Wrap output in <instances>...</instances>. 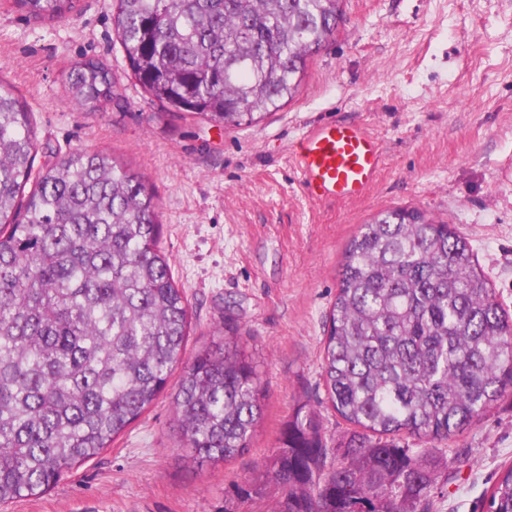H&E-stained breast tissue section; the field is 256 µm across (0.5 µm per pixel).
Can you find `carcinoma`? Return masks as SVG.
<instances>
[{
  "label": "carcinoma",
  "instance_id": "obj_1",
  "mask_svg": "<svg viewBox=\"0 0 512 512\" xmlns=\"http://www.w3.org/2000/svg\"><path fill=\"white\" fill-rule=\"evenodd\" d=\"M77 0H15L38 21ZM129 69L173 113L224 126L293 99L308 60L336 31L344 0H114ZM112 70L76 63L80 111L115 98ZM32 113L0 82V505L45 492L97 456L167 387L191 325L159 249L152 188L104 152L33 173ZM30 191H25L28 183ZM199 352L174 395L199 463L248 450L264 413L259 360L238 328ZM327 399L355 427L328 469L319 415L299 404L263 463L274 512H431L430 449L512 392V318L449 224L393 209L351 239L323 339ZM486 512H512V466Z\"/></svg>",
  "mask_w": 512,
  "mask_h": 512
}]
</instances>
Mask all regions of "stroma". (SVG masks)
<instances>
[{
    "instance_id": "obj_1",
    "label": "stroma",
    "mask_w": 512,
    "mask_h": 512,
    "mask_svg": "<svg viewBox=\"0 0 512 512\" xmlns=\"http://www.w3.org/2000/svg\"><path fill=\"white\" fill-rule=\"evenodd\" d=\"M112 4L79 0L70 16L39 22L0 0V77L34 115L37 164L103 151L148 179L160 247L192 311L185 355L215 348L216 325L232 320L261 363L264 415L247 452L197 466L174 418L172 374L110 448L0 512H272L276 485L247 490L297 404L318 411L331 450L349 429L325 395L322 350L360 225L396 208L449 221L512 311V0H344L296 97L229 129L152 101L128 68ZM87 58L116 82L98 112L77 110L65 90ZM316 121H356L380 137L384 163L365 197L303 194L290 147ZM432 455V512H482L512 465V394Z\"/></svg>"
}]
</instances>
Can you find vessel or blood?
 <instances>
[{
  "label": "vessel or blood",
  "mask_w": 512,
  "mask_h": 512,
  "mask_svg": "<svg viewBox=\"0 0 512 512\" xmlns=\"http://www.w3.org/2000/svg\"><path fill=\"white\" fill-rule=\"evenodd\" d=\"M293 159L308 199L356 200L374 183L383 151L379 138L360 124L322 121L300 136Z\"/></svg>",
  "instance_id": "obj_1"
}]
</instances>
